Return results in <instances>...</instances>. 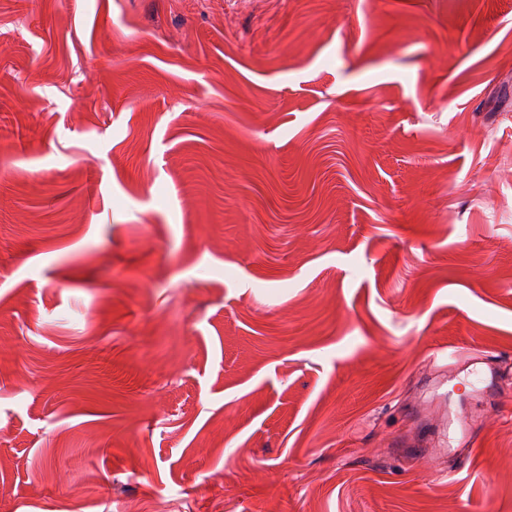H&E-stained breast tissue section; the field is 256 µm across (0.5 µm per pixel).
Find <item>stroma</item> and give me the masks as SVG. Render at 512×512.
<instances>
[{
    "instance_id": "obj_1",
    "label": "stroma",
    "mask_w": 512,
    "mask_h": 512,
    "mask_svg": "<svg viewBox=\"0 0 512 512\" xmlns=\"http://www.w3.org/2000/svg\"><path fill=\"white\" fill-rule=\"evenodd\" d=\"M1 32L0 512H512V0Z\"/></svg>"
}]
</instances>
